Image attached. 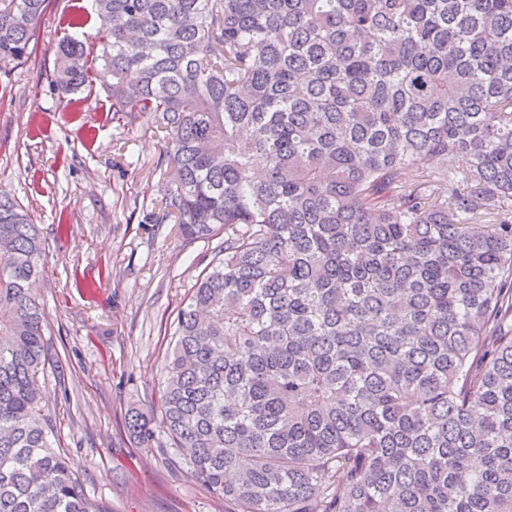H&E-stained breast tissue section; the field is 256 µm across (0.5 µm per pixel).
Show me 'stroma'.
Wrapping results in <instances>:
<instances>
[{
	"mask_svg": "<svg viewBox=\"0 0 512 512\" xmlns=\"http://www.w3.org/2000/svg\"><path fill=\"white\" fill-rule=\"evenodd\" d=\"M90 6L49 0L28 61L0 63V192L46 241L52 441L105 512H224L164 434L146 448L125 424L130 409L159 412L177 313L219 241L188 240L165 216L168 142L151 115L128 124L104 95L55 90L62 19Z\"/></svg>",
	"mask_w": 512,
	"mask_h": 512,
	"instance_id": "stroma-1",
	"label": "stroma"
}]
</instances>
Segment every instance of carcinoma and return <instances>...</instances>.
Listing matches in <instances>:
<instances>
[{"label": "carcinoma", "instance_id": "1", "mask_svg": "<svg viewBox=\"0 0 512 512\" xmlns=\"http://www.w3.org/2000/svg\"><path fill=\"white\" fill-rule=\"evenodd\" d=\"M93 2L54 85L153 115L166 215L224 235L130 434L225 512H512V0ZM45 258L0 193V512H103L36 421Z\"/></svg>", "mask_w": 512, "mask_h": 512}]
</instances>
